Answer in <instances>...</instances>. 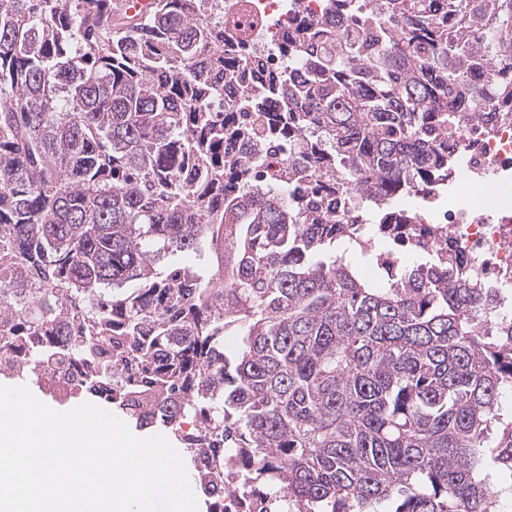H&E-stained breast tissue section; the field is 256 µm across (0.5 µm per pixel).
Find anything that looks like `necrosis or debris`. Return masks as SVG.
Listing matches in <instances>:
<instances>
[{"label": "necrosis or debris", "instance_id": "obj_1", "mask_svg": "<svg viewBox=\"0 0 512 512\" xmlns=\"http://www.w3.org/2000/svg\"><path fill=\"white\" fill-rule=\"evenodd\" d=\"M338 9L337 0H224L213 19L225 32L253 41L267 65L284 73L288 60L278 45L279 28L299 14L317 20ZM460 141L463 150L452 176L456 205L431 213L386 215L384 223L366 224V241L386 242L381 258L389 264L418 243L431 251H461L470 277L495 289L501 312L512 313V113L499 112L479 124L466 122ZM233 467L214 512H254L259 501L268 512H280L278 497L245 480L246 463L237 460Z\"/></svg>", "mask_w": 512, "mask_h": 512}]
</instances>
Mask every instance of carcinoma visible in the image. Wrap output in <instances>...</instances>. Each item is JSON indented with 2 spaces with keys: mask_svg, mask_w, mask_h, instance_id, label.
<instances>
[{
  "mask_svg": "<svg viewBox=\"0 0 512 512\" xmlns=\"http://www.w3.org/2000/svg\"><path fill=\"white\" fill-rule=\"evenodd\" d=\"M215 4L0 0V351L28 344L0 376L82 362L71 394L180 435L209 498L228 452L286 512H500L512 315L486 322L495 295L451 256L376 284L343 246L366 215L355 175L381 217L397 181L444 186L461 119L512 103L470 81L512 71V0L301 17L292 78L205 21ZM226 71L256 91L225 99ZM203 240L217 270L168 263Z\"/></svg>",
  "mask_w": 512,
  "mask_h": 512,
  "instance_id": "obj_1",
  "label": "carcinoma"
}]
</instances>
